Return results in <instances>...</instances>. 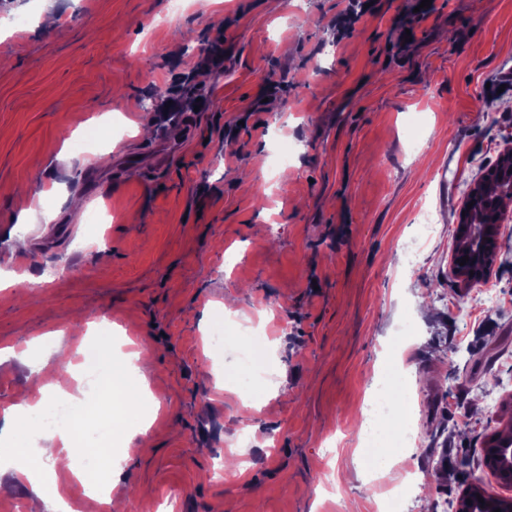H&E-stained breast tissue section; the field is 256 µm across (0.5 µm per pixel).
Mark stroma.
Masks as SVG:
<instances>
[{
  "mask_svg": "<svg viewBox=\"0 0 512 512\" xmlns=\"http://www.w3.org/2000/svg\"><path fill=\"white\" fill-rule=\"evenodd\" d=\"M267 3L0 0V269L18 275L0 289V408L34 380L32 337L63 331L40 355L77 363L75 317L104 320L148 356L160 403L147 434L124 426L146 448L102 447L126 512H376L384 485L354 451L398 352L420 451L391 479L427 473L408 512H455L475 481L512 500L484 462L512 426V304L474 312L452 263L470 185L512 148V0L425 17L415 0ZM170 102L185 120L156 130ZM281 144L285 168L260 164ZM72 196L105 213L97 234ZM484 284L512 296V205ZM230 296L256 326L253 407L217 387L250 368L205 341Z\"/></svg>",
  "mask_w": 512,
  "mask_h": 512,
  "instance_id": "obj_1",
  "label": "stroma"
}]
</instances>
